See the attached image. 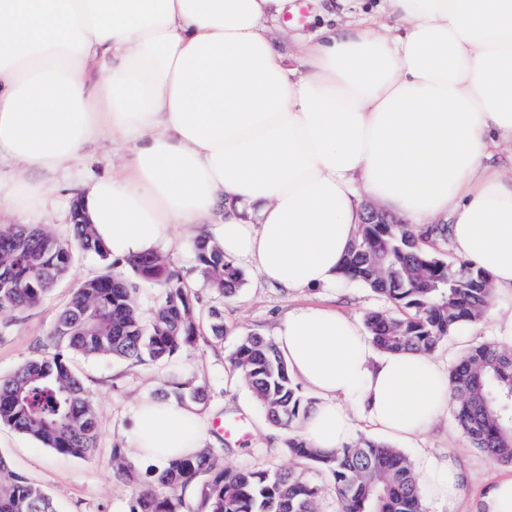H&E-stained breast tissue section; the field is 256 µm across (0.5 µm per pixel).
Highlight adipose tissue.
<instances>
[{
	"mask_svg": "<svg viewBox=\"0 0 512 512\" xmlns=\"http://www.w3.org/2000/svg\"><path fill=\"white\" fill-rule=\"evenodd\" d=\"M393 25L321 29L287 58L270 32L290 0H0V214L53 196L54 175L102 138L125 148L80 203L129 257L209 225L226 261L289 291L340 288L361 194L418 227L443 221L460 259L512 289V0H386ZM276 345L316 403L302 437L351 444L344 407L406 445L447 412L432 356L374 354L330 307L289 311ZM209 424L145 400L128 434L162 465Z\"/></svg>",
	"mask_w": 512,
	"mask_h": 512,
	"instance_id": "1",
	"label": "adipose tissue"
}]
</instances>
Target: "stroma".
Returning a JSON list of instances; mask_svg holds the SVG:
<instances>
[{
	"instance_id": "stroma-1",
	"label": "stroma",
	"mask_w": 512,
	"mask_h": 512,
	"mask_svg": "<svg viewBox=\"0 0 512 512\" xmlns=\"http://www.w3.org/2000/svg\"><path fill=\"white\" fill-rule=\"evenodd\" d=\"M303 3L305 21L283 24L272 32L276 46L290 56L299 49L298 37L310 36L323 25L322 10L328 0H303ZM336 20L366 29H377L390 22L382 0H346L344 11L337 14ZM123 155V149L114 146L110 139L100 140L68 163L59 175L62 188L56 195L26 215H1L0 225L19 222L45 225L56 237L67 238L72 198L92 179L111 173ZM110 268L122 272L126 266L120 258L109 267L95 255L76 254L68 272L39 306L0 315V376L12 373L27 360L50 354L48 335L57 312L69 301L75 286ZM240 270L243 274L240 290L218 306L224 324L222 338L213 336L210 319L203 313L197 318L196 343L170 360L132 363L112 357L73 359L72 366L91 391L96 411L98 441L90 457L76 459L56 454L3 426L0 427V457L13 471L51 495L59 512H130L146 477V466L137 461L127 433L131 413L140 401L163 397L167 379L180 375L205 386L207 404L202 413L208 420L232 417L245 419L248 424L249 436L244 442L211 438L209 445L219 451L225 466L294 471L319 487L317 512H337L332 483L304 461L289 455L287 433L268 420L243 383L233 381L230 357L242 336L256 334L273 338L280 319L294 307L328 305L359 322L373 312H391L392 307L370 288L356 282L338 289L288 292L263 283L249 265H241ZM511 319L512 290H494L482 319L449 336L434 349L433 355L448 369L474 345L510 347L512 339L504 331ZM117 444L125 448L127 458L132 461V474L124 479L113 475L112 448ZM406 454L417 472H424L432 461L450 457L462 473L456 497L449 501L425 499V512H473L485 484L506 472L505 467L471 446L450 413L408 448Z\"/></svg>"
}]
</instances>
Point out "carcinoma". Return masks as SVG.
I'll list each match as a JSON object with an SVG mask.
<instances>
[{"label":"carcinoma","mask_w":512,"mask_h":512,"mask_svg":"<svg viewBox=\"0 0 512 512\" xmlns=\"http://www.w3.org/2000/svg\"><path fill=\"white\" fill-rule=\"evenodd\" d=\"M63 242L39 226L0 230V314L41 304L75 253L103 260L111 253L91 225H71ZM448 239L447 225L417 231L408 224H361L345 273L381 295L397 312H373L365 325L382 352L429 353L466 324L478 321L492 297L488 275L464 260L448 261L424 248ZM201 278L216 290L215 302L234 295L240 270L206 235L193 241ZM132 276L108 272L81 282L51 331L55 352L22 363L0 377V425L45 448L76 458L96 448L97 423L90 391L70 358L112 356L134 363L160 362L194 344L196 314L218 309L186 281L185 274L156 253L125 260ZM149 283L160 299L143 308L138 296ZM232 364L260 409L288 430V450L324 473L333 484L338 512H425L420 476L402 451L361 438L323 454L296 429L312 407L294 383L275 345L261 336L240 338ZM454 416L473 447L512 465V351L487 344L471 347L448 374ZM166 393L199 407L205 389L173 379ZM319 488L285 470L234 469L208 449L149 471L132 512H315ZM0 512H56L53 499L9 469L0 457Z\"/></svg>","instance_id":"carcinoma-1"}]
</instances>
